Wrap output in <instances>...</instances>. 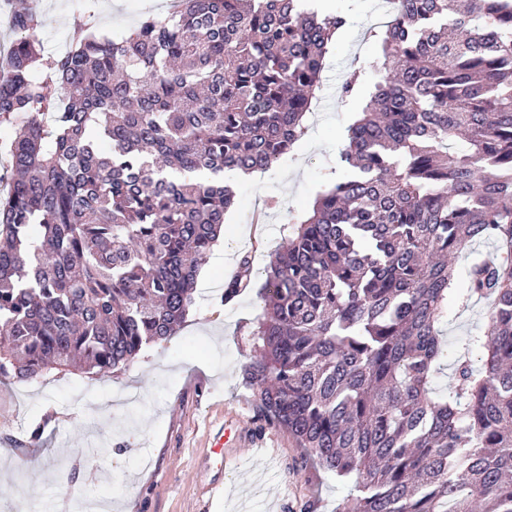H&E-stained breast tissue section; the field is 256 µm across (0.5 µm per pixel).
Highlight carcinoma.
<instances>
[{
  "mask_svg": "<svg viewBox=\"0 0 512 512\" xmlns=\"http://www.w3.org/2000/svg\"><path fill=\"white\" fill-rule=\"evenodd\" d=\"M70 47L16 8L0 65V380H109L173 335L235 194L308 132L349 10L178 0ZM373 91L259 289L258 414L353 480L354 512H512V0H397ZM463 135L468 148L451 142ZM492 242L490 252L473 247ZM466 252L459 274L453 259ZM251 256L224 302L251 286ZM487 305L441 391L450 308Z\"/></svg>",
  "mask_w": 512,
  "mask_h": 512,
  "instance_id": "cac0c4a2",
  "label": "carcinoma"
}]
</instances>
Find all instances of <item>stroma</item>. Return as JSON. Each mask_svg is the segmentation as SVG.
<instances>
[{"mask_svg":"<svg viewBox=\"0 0 512 512\" xmlns=\"http://www.w3.org/2000/svg\"><path fill=\"white\" fill-rule=\"evenodd\" d=\"M157 0H99L101 26L127 31ZM49 18L46 51L58 50L80 9L78 0H23ZM333 0V9L347 6ZM349 24L327 56L324 91L308 117L309 133L270 169L235 181V204L207 263L196 302L181 329L146 346L135 364L103 381L51 375L0 387V512H337L354 496L350 483L316 464L283 428L257 415V395L242 367L255 355L251 331L273 255L293 233L289 215L306 211L366 94L341 100L350 65L376 74L378 54L363 33L385 20L380 0H354ZM270 197L280 206L252 221ZM263 210V209H262ZM251 253V288L222 301L240 256ZM41 442H29L34 428ZM225 428V452L241 468L222 474L207 450L211 429ZM223 479L222 496L206 488Z\"/></svg>","mask_w":512,"mask_h":512,"instance_id":"1","label":"stroma"}]
</instances>
